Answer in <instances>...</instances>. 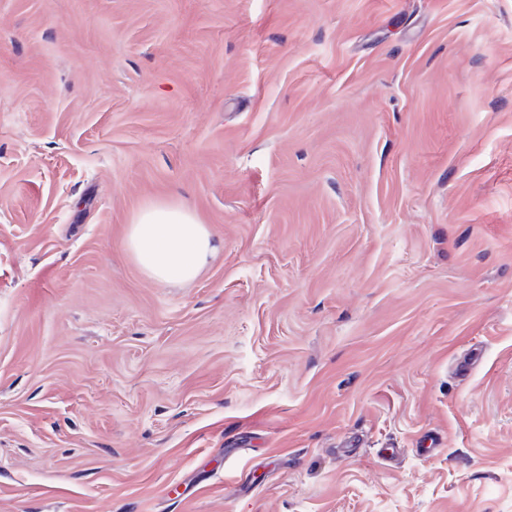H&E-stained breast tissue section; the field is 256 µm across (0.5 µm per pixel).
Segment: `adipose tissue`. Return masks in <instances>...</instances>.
Instances as JSON below:
<instances>
[{
  "mask_svg": "<svg viewBox=\"0 0 512 512\" xmlns=\"http://www.w3.org/2000/svg\"><path fill=\"white\" fill-rule=\"evenodd\" d=\"M125 246L146 276L158 283H190L216 251L205 224L189 208L156 201L133 217Z\"/></svg>",
  "mask_w": 512,
  "mask_h": 512,
  "instance_id": "ef3b65f1",
  "label": "adipose tissue"
}]
</instances>
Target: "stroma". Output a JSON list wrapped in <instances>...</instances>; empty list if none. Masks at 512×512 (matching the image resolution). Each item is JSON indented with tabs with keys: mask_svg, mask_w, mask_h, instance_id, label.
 <instances>
[{
	"mask_svg": "<svg viewBox=\"0 0 512 512\" xmlns=\"http://www.w3.org/2000/svg\"><path fill=\"white\" fill-rule=\"evenodd\" d=\"M0 512H512V0H0ZM127 252L157 283H191L216 252L210 231L189 208L155 201L133 217Z\"/></svg>",
	"mask_w": 512,
	"mask_h": 512,
	"instance_id": "1",
	"label": "stroma"
}]
</instances>
